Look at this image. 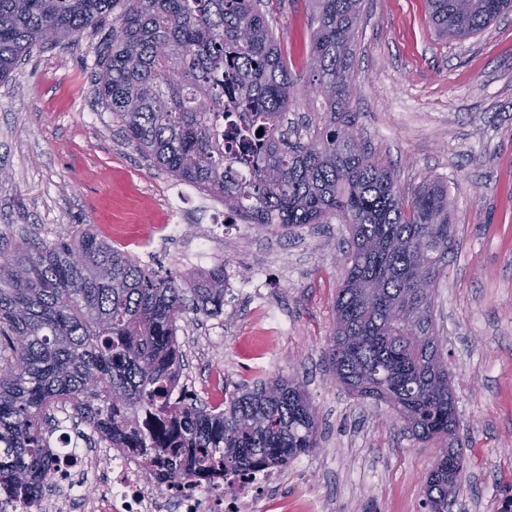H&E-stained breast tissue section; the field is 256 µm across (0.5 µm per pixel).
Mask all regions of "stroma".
I'll use <instances>...</instances> for the list:
<instances>
[{"mask_svg":"<svg viewBox=\"0 0 512 512\" xmlns=\"http://www.w3.org/2000/svg\"><path fill=\"white\" fill-rule=\"evenodd\" d=\"M269 22L293 72L304 71V0H276ZM111 33L107 21L78 41L34 49L0 82V247L90 230L163 276L223 265V312L191 306L177 322L182 383L211 406L273 375L304 384L321 439L283 470L289 507L308 488L310 512H424L439 445L418 443L387 405L342 388L327 356L345 225L216 223L222 199L142 158L94 97ZM354 77L357 133L376 159L404 191L437 181L453 202L454 250L434 317L464 454L454 512H502L512 500V12L444 40L425 0H365ZM144 224L180 233L145 239Z\"/></svg>","mask_w":512,"mask_h":512,"instance_id":"1","label":"stroma"}]
</instances>
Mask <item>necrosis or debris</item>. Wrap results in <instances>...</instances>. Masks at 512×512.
Listing matches in <instances>:
<instances>
[{
  "label": "necrosis or debris",
  "instance_id": "necrosis-or-debris-1",
  "mask_svg": "<svg viewBox=\"0 0 512 512\" xmlns=\"http://www.w3.org/2000/svg\"><path fill=\"white\" fill-rule=\"evenodd\" d=\"M52 451L49 489L33 510L23 501L0 497V512H273L267 499L279 472L217 473L202 480L180 479L156 489L143 463L165 470L166 458L142 448L99 447L82 452L60 431Z\"/></svg>",
  "mask_w": 512,
  "mask_h": 512
}]
</instances>
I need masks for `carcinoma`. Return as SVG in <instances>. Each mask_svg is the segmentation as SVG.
I'll return each instance as SVG.
<instances>
[{
  "instance_id": "1",
  "label": "carcinoma",
  "mask_w": 512,
  "mask_h": 512,
  "mask_svg": "<svg viewBox=\"0 0 512 512\" xmlns=\"http://www.w3.org/2000/svg\"><path fill=\"white\" fill-rule=\"evenodd\" d=\"M273 0H0V80L41 45L74 41L112 17L93 94L141 155L224 200L261 228L336 219L351 235L335 300L330 358L350 393L391 407L422 444L441 445L423 484L426 512H448V448L458 423L436 336L434 291L453 251L448 189L408 195L355 131L353 62L363 0H309L307 84L322 100L306 140L283 132L297 101L267 15ZM438 34L463 39L512 11V0H429ZM229 137H224L223 127ZM263 129V135L256 131ZM245 165L240 182L234 167ZM224 310V266L162 277L90 230L49 245L0 251V488L34 499L48 488L55 402L112 441L156 448L202 478L284 469L319 447L304 386L272 377L229 394L225 407L173 397L181 364L176 323L186 301ZM400 308L403 318L392 315ZM151 410L173 422L137 428ZM166 475V476H168ZM155 475L157 482L166 479Z\"/></svg>"
}]
</instances>
